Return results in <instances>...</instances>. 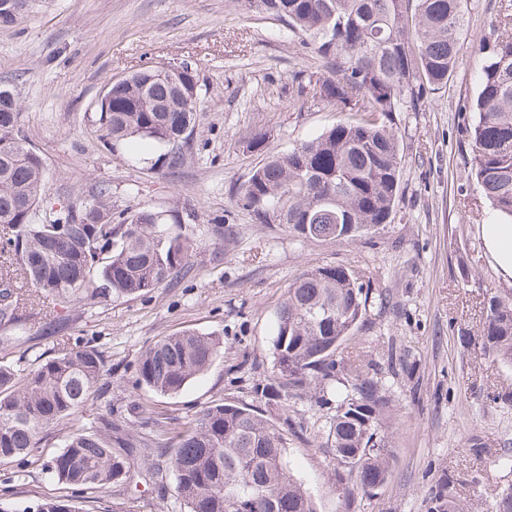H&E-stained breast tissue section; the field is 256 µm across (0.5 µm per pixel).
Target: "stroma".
Wrapping results in <instances>:
<instances>
[{
	"label": "stroma",
	"mask_w": 512,
	"mask_h": 512,
	"mask_svg": "<svg viewBox=\"0 0 512 512\" xmlns=\"http://www.w3.org/2000/svg\"><path fill=\"white\" fill-rule=\"evenodd\" d=\"M502 0H463L468 23L446 87L416 112H397L393 127L405 157L391 221L370 240L302 242L278 224L256 223L232 198L265 152L284 153L335 125L340 114L300 89L322 70L313 45L271 20L255 0H34L26 17L0 28V83L14 90L27 143L42 157L46 196L37 214L50 221L62 206L106 185L119 207L177 210L193 257L177 277L134 298L44 305L22 327H0V363L18 371L90 341L107 358L113 402L148 401L153 417L179 426L210 402L244 405L282 424L283 405L253 392L273 379L275 312L304 269L342 265L370 277L382 310L347 341L378 369L397 408L386 482L347 496L329 456L313 443L328 409L297 401L287 432L294 474L317 512H430L444 494L455 512H490L512 491V368L483 349L479 335L487 290L512 292L480 237L490 207L467 181L470 104L483 42L494 40ZM190 61L203 112L176 167L143 142L111 148L90 118L106 82L148 62ZM263 134L265 152L243 143ZM184 331L220 339L208 372L175 395L134 389L140 352ZM48 430L23 460L0 463V498L28 505L70 498L44 468L62 444ZM72 498V497H71ZM75 500V499H74ZM172 512L174 479L163 486H109L80 512Z\"/></svg>",
	"instance_id": "stroma-1"
}]
</instances>
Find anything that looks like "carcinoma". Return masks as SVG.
Wrapping results in <instances>:
<instances>
[{
    "mask_svg": "<svg viewBox=\"0 0 512 512\" xmlns=\"http://www.w3.org/2000/svg\"><path fill=\"white\" fill-rule=\"evenodd\" d=\"M260 0L261 9L315 45L329 75L314 96L344 117L287 153H267L235 204L259 224H282L302 241L349 244L383 230L401 188L405 159L390 115L421 108L427 93L448 83L466 23L462 0ZM476 73L478 94L469 125L465 169L476 180L499 223L512 224V13ZM196 70L146 65L110 79L97 100L93 125L113 146L153 142L177 148L200 118ZM20 107L0 85V326L19 327L24 310L49 298L59 306L104 303L161 287L190 263L193 244L174 231L173 216L149 207L115 208L98 187L89 201L69 205L53 224L36 219L44 193L43 162L20 150ZM95 206L87 212V204ZM27 284L30 291L23 290ZM358 272L324 264L303 271L276 315V378L288 399L336 404L315 436L331 457L345 494L381 486L392 453V400L363 360L343 356V345L366 319L370 290ZM480 331L483 349L512 366V292H491ZM214 336L185 331L149 344L137 359V386L180 393L220 354ZM105 355L77 343L42 360L24 376L0 365V462L31 454L50 427L68 425L62 450L45 465L57 482L94 494L138 477L155 485L166 474L152 464L170 450L179 506L185 512H316L294 478L283 434L246 406L217 402L177 430L157 424L137 430L150 414L134 400L106 401L97 425L79 414L93 392L105 396ZM379 447L371 448L373 436ZM42 512H78L68 499L39 498Z\"/></svg>",
    "mask_w": 512,
    "mask_h": 512,
    "instance_id": "1",
    "label": "carcinoma"
}]
</instances>
